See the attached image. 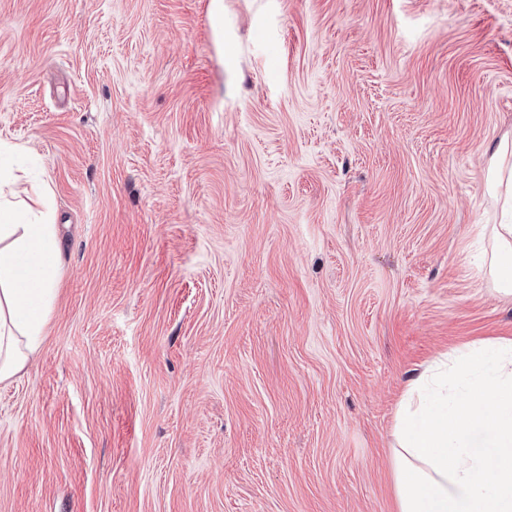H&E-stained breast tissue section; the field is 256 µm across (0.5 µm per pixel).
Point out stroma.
I'll return each instance as SVG.
<instances>
[{"instance_id": "1", "label": "stroma", "mask_w": 512, "mask_h": 512, "mask_svg": "<svg viewBox=\"0 0 512 512\" xmlns=\"http://www.w3.org/2000/svg\"><path fill=\"white\" fill-rule=\"evenodd\" d=\"M506 137L512 0H0V145L63 238L0 512H397L408 379L512 339ZM488 183L497 203H501L502 219L494 224V250L489 258L499 284V291L512 293V143L502 140L494 154Z\"/></svg>"}]
</instances>
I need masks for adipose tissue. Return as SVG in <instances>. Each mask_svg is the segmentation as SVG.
<instances>
[{
    "label": "adipose tissue",
    "mask_w": 512,
    "mask_h": 512,
    "mask_svg": "<svg viewBox=\"0 0 512 512\" xmlns=\"http://www.w3.org/2000/svg\"><path fill=\"white\" fill-rule=\"evenodd\" d=\"M488 183L501 205L489 258L501 292L512 291V142L494 154ZM0 180V384L40 350L55 296L58 228L41 200L11 201ZM481 436L494 461L473 448ZM397 512H512V340L473 347L422 366L394 422Z\"/></svg>",
    "instance_id": "ef3b65f1"
}]
</instances>
